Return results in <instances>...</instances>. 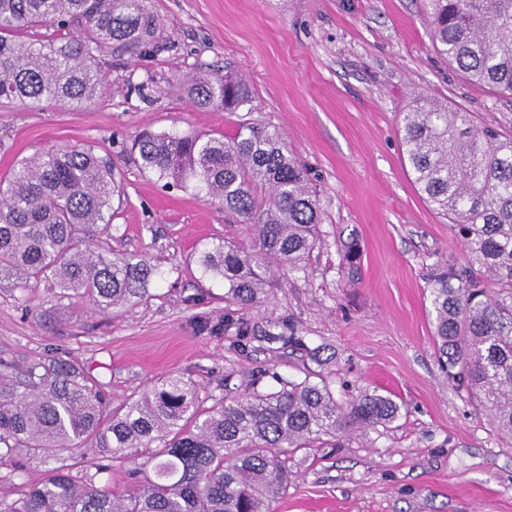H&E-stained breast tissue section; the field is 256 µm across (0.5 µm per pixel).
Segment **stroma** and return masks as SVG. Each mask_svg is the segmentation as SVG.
I'll use <instances>...</instances> for the list:
<instances>
[{
	"label": "stroma",
	"instance_id": "1",
	"mask_svg": "<svg viewBox=\"0 0 512 512\" xmlns=\"http://www.w3.org/2000/svg\"><path fill=\"white\" fill-rule=\"evenodd\" d=\"M161 19L157 48L104 52L109 86L81 110L44 103L0 110V173L60 145L94 148L122 175L125 201L112 249L150 259L164 276L151 298L103 315L81 298L42 289L25 298L0 282V356H58L101 384L108 406L138 397L174 373L201 394L246 388L258 371L288 381L314 373L338 401L364 392L395 400L392 427L344 434L290 463L287 493L270 512H512V444L471 395L442 372L434 343L429 279L460 266L465 249L420 196L399 129L416 95L473 112L512 136V98L465 80L432 44L424 0H151ZM230 73L251 87V110L195 107L178 87L186 72ZM268 123L285 135L319 194L323 246L306 270L280 276L256 306L232 303L222 279L203 275L198 253L243 240L246 227L222 205L143 173L127 151L142 129L235 135ZM355 242L358 269L340 247ZM277 333L290 323L320 361L256 341L239 350L225 316ZM146 456L129 449L104 461L94 442L59 455L77 479L98 474L114 492ZM108 464L97 472L98 464ZM46 466L0 464V500L22 498Z\"/></svg>",
	"mask_w": 512,
	"mask_h": 512
}]
</instances>
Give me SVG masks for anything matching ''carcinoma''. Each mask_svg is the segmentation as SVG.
Listing matches in <instances>:
<instances>
[{"mask_svg": "<svg viewBox=\"0 0 512 512\" xmlns=\"http://www.w3.org/2000/svg\"><path fill=\"white\" fill-rule=\"evenodd\" d=\"M425 8L433 44L448 62L512 97V0H425ZM160 29L148 0H0V107H85L106 89L100 53L153 47ZM179 89L201 109L235 112L254 99L247 83L218 74L187 77ZM400 140L417 191L466 251L465 264L432 275L439 361L512 443V138L477 125L470 112L418 97ZM132 150L164 187L221 203L248 225V242L221 240L198 258L203 274L224 279L238 302L259 303L275 271L304 269L323 243L317 191L275 126L241 127L229 143L220 132L145 130ZM121 195L112 160L91 147L19 161L0 175V279H14L28 299L57 288L103 314L148 300L162 273L100 240ZM231 329L247 348L249 324L229 316L224 331ZM266 340L320 357L293 331ZM267 376L206 407L191 382L168 374L109 412L101 388L58 357L22 365L1 359L0 463L55 457L88 440L113 459L128 448L151 453L131 469L122 495L93 475L77 483L61 465L21 499L0 501V512H269L288 489L294 454L400 416L386 395L366 392L344 404L321 377L290 382L274 374L276 390L263 384Z\"/></svg>", "mask_w": 512, "mask_h": 512, "instance_id": "1", "label": "carcinoma"}]
</instances>
